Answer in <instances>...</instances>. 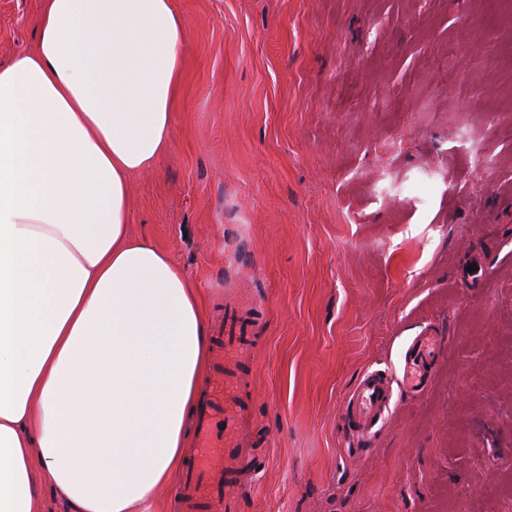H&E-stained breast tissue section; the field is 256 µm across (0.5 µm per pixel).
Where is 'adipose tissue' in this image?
Listing matches in <instances>:
<instances>
[{"mask_svg": "<svg viewBox=\"0 0 512 512\" xmlns=\"http://www.w3.org/2000/svg\"><path fill=\"white\" fill-rule=\"evenodd\" d=\"M0 66V512H163L209 339L198 292L131 234L172 140L173 0H43Z\"/></svg>", "mask_w": 512, "mask_h": 512, "instance_id": "obj_1", "label": "adipose tissue"}]
</instances>
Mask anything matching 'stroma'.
I'll use <instances>...</instances> for the list:
<instances>
[{"label": "stroma", "mask_w": 512, "mask_h": 512, "mask_svg": "<svg viewBox=\"0 0 512 512\" xmlns=\"http://www.w3.org/2000/svg\"><path fill=\"white\" fill-rule=\"evenodd\" d=\"M174 3L172 143L130 185V229L207 323L244 324L241 512H512V8ZM40 7L0 0V65ZM373 371L390 406L349 431ZM432 351L433 347L429 340L421 341L419 344L412 346L411 353L406 359L404 368V381L408 385L415 387L422 383L424 365L427 361V356H429Z\"/></svg>", "instance_id": "1"}]
</instances>
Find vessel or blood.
<instances>
[{
    "mask_svg": "<svg viewBox=\"0 0 512 512\" xmlns=\"http://www.w3.org/2000/svg\"><path fill=\"white\" fill-rule=\"evenodd\" d=\"M432 350L427 340L412 346L404 368L408 385L421 384ZM210 376L222 384L223 392L208 393L199 405L196 450L181 474V512H239L244 492L241 475L255 467L250 450L244 446L237 386L224 371L223 355H213ZM390 399L386 380L375 374L365 375L348 399L346 417L355 427L369 426L380 417Z\"/></svg>",
    "mask_w": 512,
    "mask_h": 512,
    "instance_id": "b4317fda",
    "label": "vessel or blood"
}]
</instances>
